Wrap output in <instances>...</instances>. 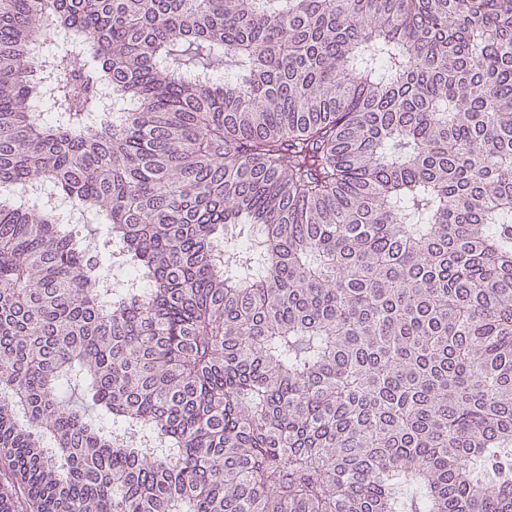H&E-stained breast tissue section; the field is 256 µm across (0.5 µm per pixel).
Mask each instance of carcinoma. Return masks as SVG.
Here are the masks:
<instances>
[{"label": "carcinoma", "mask_w": 512, "mask_h": 512, "mask_svg": "<svg viewBox=\"0 0 512 512\" xmlns=\"http://www.w3.org/2000/svg\"><path fill=\"white\" fill-rule=\"evenodd\" d=\"M46 5L0 0V512H512V0Z\"/></svg>", "instance_id": "carcinoma-1"}]
</instances>
